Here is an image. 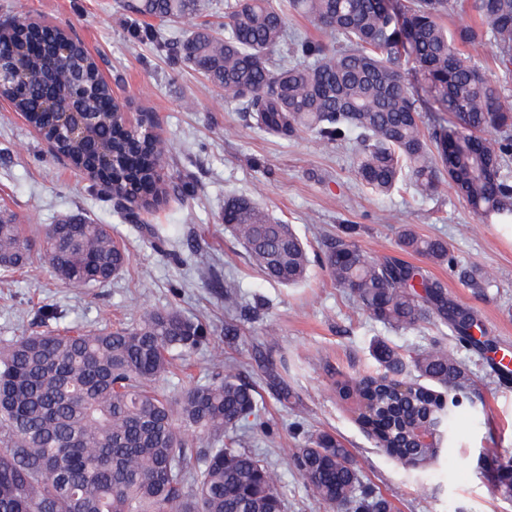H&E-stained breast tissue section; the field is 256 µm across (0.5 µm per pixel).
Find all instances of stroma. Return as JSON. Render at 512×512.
<instances>
[{"label": "stroma", "instance_id": "35a3bbf8", "mask_svg": "<svg viewBox=\"0 0 512 512\" xmlns=\"http://www.w3.org/2000/svg\"><path fill=\"white\" fill-rule=\"evenodd\" d=\"M25 18L69 29L131 114H153L172 150L174 179L190 193L158 206L152 222L165 243L156 245L0 101V211L34 229L82 213L111 225L131 257L127 270L95 288L67 287L38 260L23 274L0 277V340L61 324L86 330L130 324L149 309L177 310L207 324L213 336L194 356L200 382L214 381L230 362L254 386L271 433H246L245 445L268 458L287 512H319L290 456L310 433L323 430L348 448L363 484L389 499L394 512H512V497L493 487L485 454L496 448L512 456V375L496 370L501 355H512V224L483 223L447 186L431 196L405 184L374 195L353 172L350 145L309 134L285 140L258 130L238 102L212 91L173 51L136 42L143 19L128 10L127 0H0V21ZM233 197L252 199L292 226L310 257L305 281L288 287L262 276L224 228V203ZM346 224L356 225L355 242L373 256L398 255L404 224L446 240L456 270L419 255L408 261L446 281L449 296L475 311L496 342L486 353L458 347L475 386L448 431L450 449L430 468L406 466L377 448L358 421L356 400L336 392L337 382L378 371L374 342L387 341L408 355L442 337L428 323L390 328L336 285L323 258ZM471 268L489 275L490 284L463 282L461 272ZM228 282L237 292L231 308L224 302ZM45 304L57 308L58 318L40 315ZM229 322L241 329L231 345L224 341ZM283 382L290 391L285 399Z\"/></svg>", "mask_w": 512, "mask_h": 512}]
</instances>
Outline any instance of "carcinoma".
I'll use <instances>...</instances> for the list:
<instances>
[{
    "mask_svg": "<svg viewBox=\"0 0 512 512\" xmlns=\"http://www.w3.org/2000/svg\"><path fill=\"white\" fill-rule=\"evenodd\" d=\"M453 0H408L386 9L379 0H224L219 28L200 21L201 0H134L132 12L162 23L194 19L177 58L216 91L252 113L272 135L310 132L325 143L357 133L352 169L378 195L407 180L421 195L450 185L487 224H512V182L501 174L512 156V107L502 86L473 58L489 45L504 74H512V0H469L466 14L482 21L450 30L442 23ZM307 18L335 39L294 43L280 55L288 15ZM0 41L27 55L36 82L0 85V98L71 166L111 183L109 198L125 219L142 224L168 195L173 162L166 141L139 123L128 125L125 103L82 42L46 22L0 29ZM70 59L57 58L60 43ZM429 93L434 119L422 129L407 67ZM99 113L93 137L71 140L52 115L38 110L40 94L67 88L66 75ZM119 162L112 172L93 167L97 144ZM78 224H52L31 234L16 218H0V270L23 271L37 257L54 276L77 288L108 283L130 256L104 224L76 215ZM224 226L244 245L264 276L284 286L303 282L310 259L287 224L246 198L224 205ZM347 225L325 253L336 284L369 315L394 329L428 320L451 330L460 345L491 347L477 315L448 297L445 282L398 258H374ZM406 254L453 267L448 243L401 226ZM212 341L208 327L175 310H147L129 328L47 332L0 347V512H286L268 461L244 448L240 430L269 432L256 390L236 368L209 383L194 380L192 355ZM383 372L351 385L344 397L368 408L359 422L391 457L410 454L417 467L444 452L448 420L459 403L440 395L472 383L455 350L433 342L405 360L384 341L374 345ZM180 376L176 396L160 382ZM440 421L430 448H411L405 431ZM293 467L324 512H393L362 485L360 467L335 435L318 431L291 456Z\"/></svg>",
    "mask_w": 512,
    "mask_h": 512,
    "instance_id": "cac0c4a2",
    "label": "carcinoma"
}]
</instances>
